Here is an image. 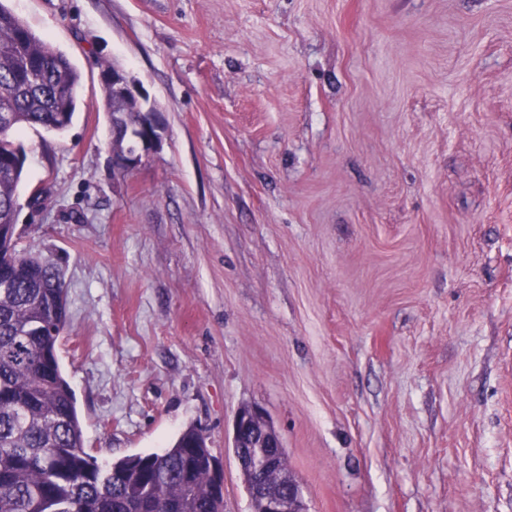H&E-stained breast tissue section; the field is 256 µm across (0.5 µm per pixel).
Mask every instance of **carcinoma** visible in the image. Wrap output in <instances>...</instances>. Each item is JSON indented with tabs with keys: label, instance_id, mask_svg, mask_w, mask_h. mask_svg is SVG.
Here are the masks:
<instances>
[{
	"label": "carcinoma",
	"instance_id": "carcinoma-1",
	"mask_svg": "<svg viewBox=\"0 0 512 512\" xmlns=\"http://www.w3.org/2000/svg\"><path fill=\"white\" fill-rule=\"evenodd\" d=\"M69 59L0 2V115L16 134L49 129L77 105ZM22 171L0 163V219L17 217ZM0 288V512H218L211 454L194 428L160 453L102 467L84 450L74 392L57 354L67 319L61 273L13 250Z\"/></svg>",
	"mask_w": 512,
	"mask_h": 512
}]
</instances>
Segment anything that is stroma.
Here are the masks:
<instances>
[{
    "instance_id": "stroma-1",
    "label": "stroma",
    "mask_w": 512,
    "mask_h": 512,
    "mask_svg": "<svg viewBox=\"0 0 512 512\" xmlns=\"http://www.w3.org/2000/svg\"><path fill=\"white\" fill-rule=\"evenodd\" d=\"M80 74L21 251L99 462L256 406L306 512H512V0H5ZM162 111L112 167L101 62ZM39 205H30L33 193Z\"/></svg>"
}]
</instances>
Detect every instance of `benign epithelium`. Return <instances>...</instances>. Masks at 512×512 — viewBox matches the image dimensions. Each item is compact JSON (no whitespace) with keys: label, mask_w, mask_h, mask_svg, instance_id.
Masks as SVG:
<instances>
[{"label":"benign epithelium","mask_w":512,"mask_h":512,"mask_svg":"<svg viewBox=\"0 0 512 512\" xmlns=\"http://www.w3.org/2000/svg\"><path fill=\"white\" fill-rule=\"evenodd\" d=\"M101 81L117 99L134 100L139 106V119L133 123L119 113L112 115V139L134 135L138 141L136 151L112 154V166L133 169L159 147L164 130L162 112L124 65L115 62L112 69L101 71ZM233 448L241 475L250 480L254 512H304L302 491L297 482L268 479L270 473L277 471L283 448L278 433L260 410L244 408L238 413Z\"/></svg>","instance_id":"1"}]
</instances>
